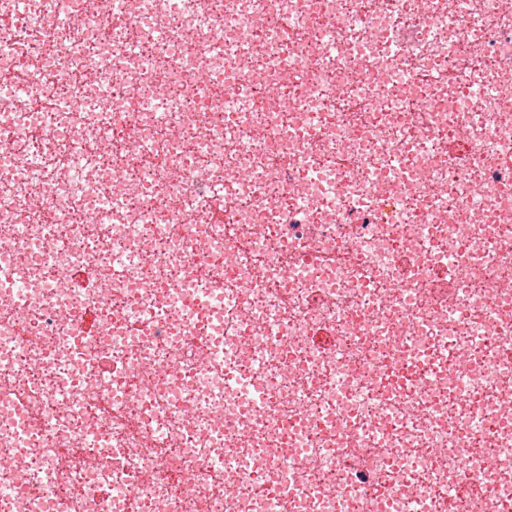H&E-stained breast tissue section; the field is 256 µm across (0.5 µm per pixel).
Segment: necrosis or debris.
I'll list each match as a JSON object with an SVG mask.
<instances>
[{
    "instance_id": "1",
    "label": "necrosis or debris",
    "mask_w": 512,
    "mask_h": 512,
    "mask_svg": "<svg viewBox=\"0 0 512 512\" xmlns=\"http://www.w3.org/2000/svg\"><path fill=\"white\" fill-rule=\"evenodd\" d=\"M1 102L0 512H512V0H0Z\"/></svg>"
}]
</instances>
